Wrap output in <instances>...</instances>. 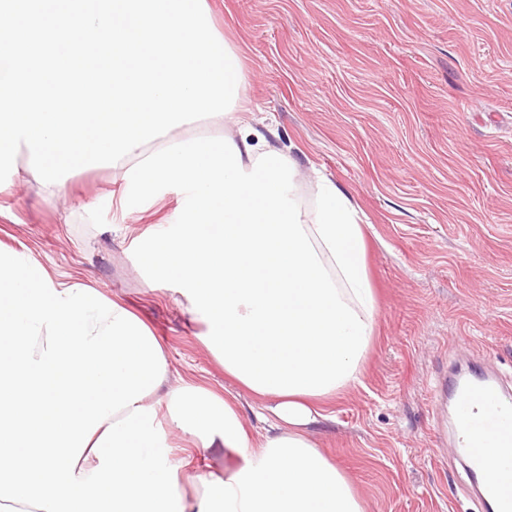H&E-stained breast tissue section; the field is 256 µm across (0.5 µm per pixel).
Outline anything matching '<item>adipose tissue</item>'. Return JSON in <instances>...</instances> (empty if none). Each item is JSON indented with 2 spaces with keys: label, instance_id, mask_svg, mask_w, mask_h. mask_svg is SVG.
Listing matches in <instances>:
<instances>
[{
  "label": "adipose tissue",
  "instance_id": "obj_1",
  "mask_svg": "<svg viewBox=\"0 0 512 512\" xmlns=\"http://www.w3.org/2000/svg\"><path fill=\"white\" fill-rule=\"evenodd\" d=\"M236 104L232 133L167 134L120 160L124 193L150 202L178 183L177 232L142 264L204 314L227 376L269 401L277 432L252 443L235 402L167 388L162 345L128 309L0 248V502L11 512H365L350 477L310 440L325 401L360 380L375 300L348 194L317 178ZM165 422H158V415ZM239 456L182 492L166 431Z\"/></svg>",
  "mask_w": 512,
  "mask_h": 512
}]
</instances>
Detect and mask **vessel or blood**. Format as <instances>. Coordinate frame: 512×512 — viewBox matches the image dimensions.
Segmentation results:
<instances>
[{"label":"vessel or blood","mask_w":512,"mask_h":512,"mask_svg":"<svg viewBox=\"0 0 512 512\" xmlns=\"http://www.w3.org/2000/svg\"><path fill=\"white\" fill-rule=\"evenodd\" d=\"M456 447L469 469L492 470L484 495L492 512H512V395L487 379L451 381Z\"/></svg>","instance_id":"b4317fda"}]
</instances>
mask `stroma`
<instances>
[{"mask_svg":"<svg viewBox=\"0 0 512 512\" xmlns=\"http://www.w3.org/2000/svg\"><path fill=\"white\" fill-rule=\"evenodd\" d=\"M250 71L258 130L357 205L378 312L361 382L314 426L367 512H484L453 447L448 382L475 369L512 388V0H208ZM17 157L0 183V244L138 315L171 383L237 397L257 439L262 404L202 341L203 315L154 279L140 239L172 231L184 192L121 197L108 166L48 198Z\"/></svg>","mask_w":512,"mask_h":512,"instance_id":"stroma-1","label":"stroma"}]
</instances>
